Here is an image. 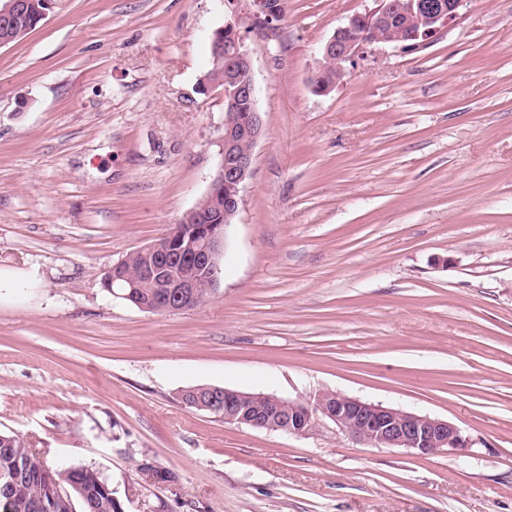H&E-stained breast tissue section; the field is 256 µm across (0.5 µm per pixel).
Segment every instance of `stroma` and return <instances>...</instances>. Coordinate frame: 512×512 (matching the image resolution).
Instances as JSON below:
<instances>
[{"mask_svg":"<svg viewBox=\"0 0 512 512\" xmlns=\"http://www.w3.org/2000/svg\"><path fill=\"white\" fill-rule=\"evenodd\" d=\"M374 5L288 0L271 33L247 0H52L0 47V431L97 470L125 512H512V0L315 94L325 42ZM230 21L253 173L216 291L146 312L103 279L208 190L224 91L199 80ZM195 385L337 391L474 445L231 425L180 403Z\"/></svg>","mask_w":512,"mask_h":512,"instance_id":"stroma-1","label":"stroma"}]
</instances>
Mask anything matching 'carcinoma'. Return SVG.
<instances>
[{"mask_svg":"<svg viewBox=\"0 0 512 512\" xmlns=\"http://www.w3.org/2000/svg\"><path fill=\"white\" fill-rule=\"evenodd\" d=\"M151 258L146 251H135L123 262L124 272L133 274ZM109 290L137 305L153 292L151 288H129L126 280H117ZM54 493L61 492L57 512H125L120 500L104 490L107 481L88 466H71L56 470L23 440L11 433L0 432V512H42L34 500L29 479Z\"/></svg>","mask_w":512,"mask_h":512,"instance_id":"1","label":"carcinoma"}]
</instances>
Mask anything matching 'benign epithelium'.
<instances>
[{"instance_id":"obj_1","label":"benign epithelium","mask_w":512,"mask_h":512,"mask_svg":"<svg viewBox=\"0 0 512 512\" xmlns=\"http://www.w3.org/2000/svg\"><path fill=\"white\" fill-rule=\"evenodd\" d=\"M254 15L269 30L276 18L267 0H249ZM376 6L336 29L323 47V58L336 65V80L345 76L344 64L355 61L364 50L378 43L400 44L417 50L438 40L460 18L468 0H374ZM27 0H4L0 5V24L7 25L16 14L27 8ZM226 38L211 36L214 61L227 72L225 80L233 90L224 93V125L218 141L219 165L205 197L216 204L214 210L193 208L181 219L192 223V232L157 240L147 246L160 263L140 270L139 277L155 283L158 294L142 309L152 312L175 311L187 307L195 298V288L202 277L206 287L217 288L222 275L221 259L226 249L227 228L233 224L243 203L242 189L251 176L254 147L263 133V120L257 107L252 59L236 23L224 26ZM248 101L250 110L237 111V102ZM224 390L197 403V408L219 417L224 423L267 428L269 421L277 429L305 436L319 422L327 419L351 441L376 448H405L418 456L457 455L472 447L473 441L452 422L429 415L363 401L334 391L318 393L310 403L259 393L268 402L267 419L239 415Z\"/></svg>"}]
</instances>
